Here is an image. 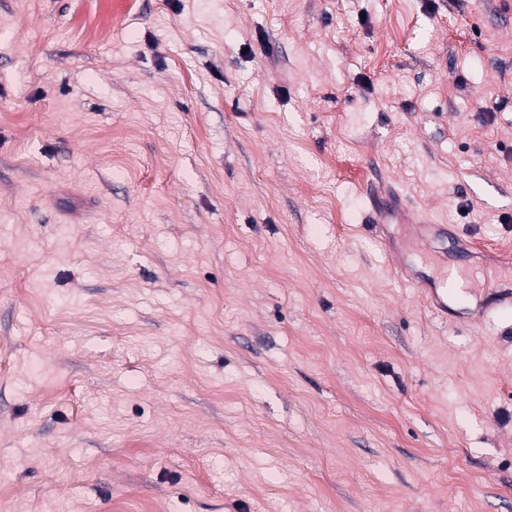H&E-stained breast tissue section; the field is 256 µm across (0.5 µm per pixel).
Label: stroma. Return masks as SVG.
<instances>
[{"instance_id":"stroma-1","label":"stroma","mask_w":512,"mask_h":512,"mask_svg":"<svg viewBox=\"0 0 512 512\" xmlns=\"http://www.w3.org/2000/svg\"><path fill=\"white\" fill-rule=\"evenodd\" d=\"M507 253L512 0H0V512H512ZM394 270L396 274L403 277L408 284L418 289L425 298L429 310L437 316L447 315L448 298L461 301V297L457 294L455 288H432L425 280L417 279L407 274L401 264L399 266L394 264ZM512 308V292L509 289L497 302L482 307L478 316L467 319L464 323L470 326L476 333H481L491 314L497 316L502 309Z\"/></svg>"}]
</instances>
